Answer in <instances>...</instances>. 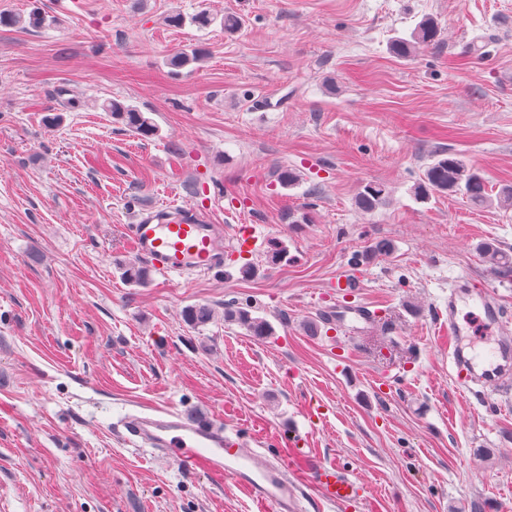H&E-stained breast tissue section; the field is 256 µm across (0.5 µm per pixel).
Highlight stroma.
<instances>
[{
    "instance_id": "35a3bbf8",
    "label": "stroma",
    "mask_w": 512,
    "mask_h": 512,
    "mask_svg": "<svg viewBox=\"0 0 512 512\" xmlns=\"http://www.w3.org/2000/svg\"><path fill=\"white\" fill-rule=\"evenodd\" d=\"M36 8L49 26L26 27ZM201 11L217 23H166ZM0 12L15 18L0 25V512H258L234 484L114 429L168 409L221 421L250 449L265 436L303 478L336 463L365 488L348 512L512 507V393L489 407L460 391L440 332L462 276L505 313L481 326L459 304L465 350L512 330V276L477 252L512 255V207L497 203L512 185V0H0ZM427 16L440 44L394 55ZM191 48L201 62L172 66ZM107 99L157 135H132ZM442 149L484 171L488 203L414 198ZM371 182L388 203L366 213L356 199ZM179 207L228 242L251 226L258 243L210 272L124 280L138 213ZM380 240L390 251L368 254ZM230 304L273 335L249 336ZM196 305L212 309L206 325L185 321ZM347 306L376 322L338 321ZM101 108L104 112H109L112 119L121 123L141 140L150 139L157 133L154 123L133 106L112 99L104 101Z\"/></svg>"
}]
</instances>
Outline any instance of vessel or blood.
I'll use <instances>...</instances> for the list:
<instances>
[{
  "mask_svg": "<svg viewBox=\"0 0 512 512\" xmlns=\"http://www.w3.org/2000/svg\"><path fill=\"white\" fill-rule=\"evenodd\" d=\"M136 256L165 276L185 275L224 265V234L198 212L165 217L143 211L130 228ZM456 378L464 389L481 385L504 392L512 388V336H501L487 368L477 369L474 358L454 348ZM125 440L149 447L191 470H202L217 480H229L246 490L260 512H298L301 488L287 463L271 462L245 449L238 433L214 421L180 411L130 413L120 421ZM323 499L333 507L355 502L360 482L336 464L321 465L311 476Z\"/></svg>",
  "mask_w": 512,
  "mask_h": 512,
  "instance_id": "1",
  "label": "vessel or blood"
}]
</instances>
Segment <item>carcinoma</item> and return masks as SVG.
<instances>
[{
    "label": "carcinoma",
    "mask_w": 512,
    "mask_h": 512,
    "mask_svg": "<svg viewBox=\"0 0 512 512\" xmlns=\"http://www.w3.org/2000/svg\"><path fill=\"white\" fill-rule=\"evenodd\" d=\"M168 25L175 28L191 23L199 28L210 26L214 19L208 13L202 12L190 19L180 14L168 17ZM440 28L431 17L422 19L412 31L410 38H396L392 41V52L401 57L412 56L418 49L434 46L439 43ZM103 111L112 115V119L121 123L128 131L142 140L156 135L154 123L144 113L133 106L126 105L119 100H106L101 104ZM444 193L461 194L474 205L488 202V181L484 173L468 165L454 153L446 157H438L427 166L423 177L413 188L415 199L426 202L434 196ZM386 187L380 183H370L358 193V206L367 212L376 210L387 202ZM480 252L499 271L505 274L512 273V260L499 250L488 245H481ZM123 278L134 284H145L150 280V271L137 263H129L123 268ZM225 315L245 327L249 335L263 339L273 334L271 324L264 318L253 317L249 310L242 307L228 306ZM212 318V311L206 306H192L185 311L186 321L193 326L207 324Z\"/></svg>",
    "instance_id": "obj_1"
}]
</instances>
